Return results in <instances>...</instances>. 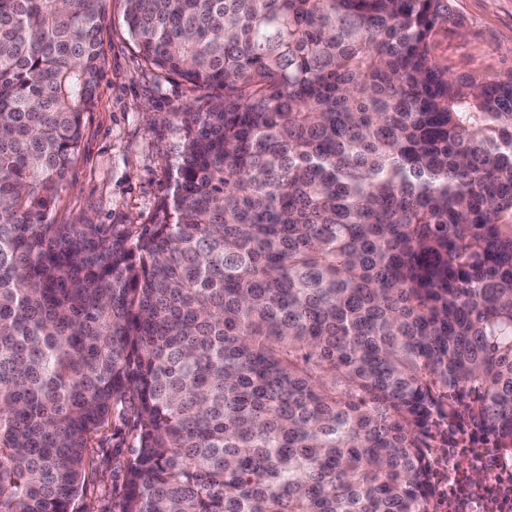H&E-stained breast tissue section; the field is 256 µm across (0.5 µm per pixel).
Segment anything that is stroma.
<instances>
[{"label": "stroma", "instance_id": "obj_1", "mask_svg": "<svg viewBox=\"0 0 512 512\" xmlns=\"http://www.w3.org/2000/svg\"><path fill=\"white\" fill-rule=\"evenodd\" d=\"M104 7L100 83L53 207L57 224L84 217L98 224L153 223L185 144L181 113L197 104L182 79L156 78L145 66L124 22L125 0H105ZM451 8L452 22L434 38L436 59L452 74L483 81L511 72L512 0H451ZM134 426L127 418L120 438L107 428L93 442L78 512H110L135 445Z\"/></svg>", "mask_w": 512, "mask_h": 512}]
</instances>
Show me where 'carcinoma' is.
<instances>
[{
	"instance_id": "carcinoma-1",
	"label": "carcinoma",
	"mask_w": 512,
	"mask_h": 512,
	"mask_svg": "<svg viewBox=\"0 0 512 512\" xmlns=\"http://www.w3.org/2000/svg\"><path fill=\"white\" fill-rule=\"evenodd\" d=\"M104 0H0V512H432L443 427L512 451V72L444 0H126L182 113L155 224H55ZM453 21L434 37L433 53L454 75L488 81L512 71V0H452ZM120 438L112 439L113 424L105 428L90 448L92 466L86 471L87 493L79 496L75 507L78 512L112 511V497L121 484L122 462L130 455L135 445V418L129 413L125 424H120ZM122 441L121 448L115 443ZM83 510V511H82Z\"/></svg>"
}]
</instances>
